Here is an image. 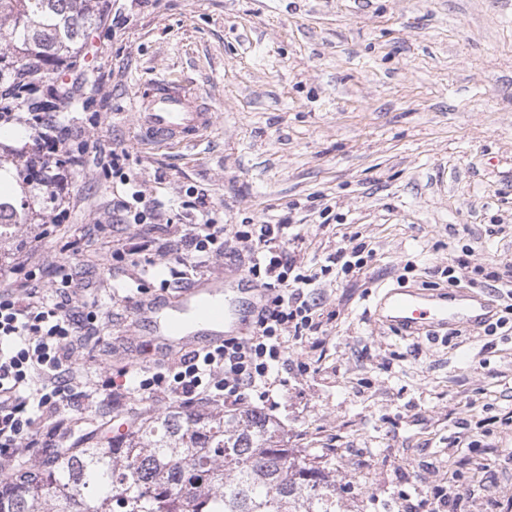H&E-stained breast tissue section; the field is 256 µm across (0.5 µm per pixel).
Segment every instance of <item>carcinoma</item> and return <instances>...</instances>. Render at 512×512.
<instances>
[{"instance_id":"1","label":"carcinoma","mask_w":512,"mask_h":512,"mask_svg":"<svg viewBox=\"0 0 512 512\" xmlns=\"http://www.w3.org/2000/svg\"><path fill=\"white\" fill-rule=\"evenodd\" d=\"M103 15V0H0V78L49 77L80 52ZM12 178L55 202L53 175L15 165ZM10 224L28 221L25 201L0 196ZM89 448H60L0 480V512H340L325 461L288 447L280 422L263 410L200 412L173 404L146 410Z\"/></svg>"}]
</instances>
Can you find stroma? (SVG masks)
Returning a JSON list of instances; mask_svg holds the SVG:
<instances>
[{
  "mask_svg": "<svg viewBox=\"0 0 512 512\" xmlns=\"http://www.w3.org/2000/svg\"><path fill=\"white\" fill-rule=\"evenodd\" d=\"M81 59L101 74L103 97L75 102L72 130L89 150L125 149L127 172L174 220L113 223L116 186L87 166L57 181L76 203L59 236H44L53 216L34 196L30 223L0 237V281L35 248L34 285L52 295L71 278L73 303L101 309L77 358L82 381L154 363L136 308L176 290L112 252L147 232L173 242L175 225L197 220L190 190L225 223L287 225L289 250L312 270L355 238L373 260L359 276L318 282L334 318L318 347H290L279 369L272 415L289 447L335 463L341 512H406L450 482L466 493L457 512H502L512 328L404 338L374 306L392 289L446 288L440 271L459 258L469 269L458 291L499 310L512 301V0H105ZM159 75L212 110L197 144L137 142L135 103ZM72 396L50 447H69L104 415L117 426L168 405L138 398L117 411L106 393ZM464 434L479 442L467 456Z\"/></svg>",
  "mask_w": 512,
  "mask_h": 512,
  "instance_id": "35a3bbf8",
  "label": "stroma"
}]
</instances>
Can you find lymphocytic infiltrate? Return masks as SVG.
Masks as SVG:
<instances>
[{
	"label": "lymphocytic infiltrate",
	"instance_id": "obj_1",
	"mask_svg": "<svg viewBox=\"0 0 512 512\" xmlns=\"http://www.w3.org/2000/svg\"><path fill=\"white\" fill-rule=\"evenodd\" d=\"M52 95V111L24 114L16 87H0V125L25 124L45 166L81 167L87 144L72 140L73 83H60ZM126 159V151L118 148L102 156L104 171L112 172L126 187L124 196L112 205L113 223H160L163 213L143 191L131 187ZM196 200L200 220L181 235L177 250L146 239L131 251L113 252V259L121 262L130 253L146 255L149 264L164 265L179 284L185 278L186 259L244 255L249 276L267 292L266 304L249 337L225 339L221 346L181 356L172 365L142 368L130 386L111 378L99 381L98 389L109 391L115 406L136 395H162L187 406L234 405L249 391L269 403L289 343L306 342L322 331L320 304L305 294L317 274L302 272L300 262L289 253L285 225L227 224L205 194H197ZM98 318L96 307L86 305L76 311L66 302L52 303L38 296L27 278L13 279L0 289V471H11L35 449L45 447L42 424L51 423L57 432L64 428L58 415L77 382L76 353Z\"/></svg>",
	"mask_w": 512,
	"mask_h": 512
}]
</instances>
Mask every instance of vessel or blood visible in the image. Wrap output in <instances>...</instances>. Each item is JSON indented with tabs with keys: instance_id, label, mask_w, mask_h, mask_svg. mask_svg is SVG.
I'll list each match as a JSON object with an SVG mask.
<instances>
[{
	"instance_id": "b4317fda",
	"label": "vessel or blood",
	"mask_w": 512,
	"mask_h": 512,
	"mask_svg": "<svg viewBox=\"0 0 512 512\" xmlns=\"http://www.w3.org/2000/svg\"><path fill=\"white\" fill-rule=\"evenodd\" d=\"M213 125L208 105L185 84L165 77L153 79L148 95L137 100L136 136L144 145L158 149L189 145L201 140ZM266 298L264 289L248 288L238 305L223 289L195 283L180 292L174 312H166L165 302L156 299L141 302L138 311L154 324L150 346L169 356L220 345L245 333ZM376 315L397 335H432L439 329L480 330L494 317L495 307L478 294L409 288L386 292L376 306Z\"/></svg>"
}]
</instances>
